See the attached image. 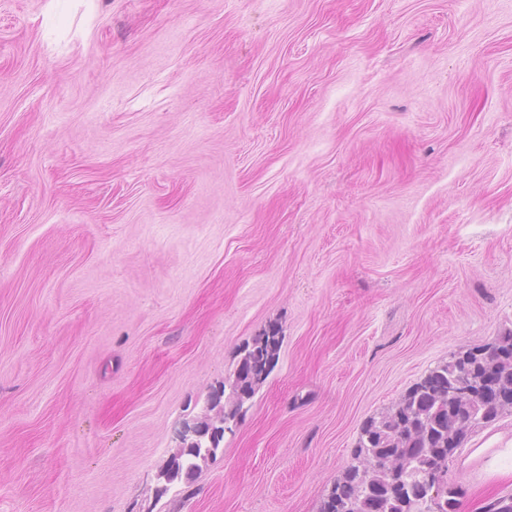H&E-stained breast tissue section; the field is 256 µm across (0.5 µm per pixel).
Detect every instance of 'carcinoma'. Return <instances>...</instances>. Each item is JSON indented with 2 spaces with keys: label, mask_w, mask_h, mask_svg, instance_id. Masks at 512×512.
<instances>
[{
  "label": "carcinoma",
  "mask_w": 512,
  "mask_h": 512,
  "mask_svg": "<svg viewBox=\"0 0 512 512\" xmlns=\"http://www.w3.org/2000/svg\"><path fill=\"white\" fill-rule=\"evenodd\" d=\"M279 339L271 332L255 340L240 360L232 396L237 405L253 393L267 373ZM465 382L464 392L448 397V383ZM512 410V336L438 364L416 383L397 406L363 426L343 476L336 480L321 512H422L433 490L422 479L423 465L439 466L445 490L438 512H458V490L448 485V462L467 434ZM185 464L170 478L191 477L206 458L200 450L182 452Z\"/></svg>",
  "instance_id": "cac0c4a2"
}]
</instances>
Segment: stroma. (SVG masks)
I'll return each mask as SVG.
<instances>
[{
    "label": "stroma",
    "instance_id": "stroma-1",
    "mask_svg": "<svg viewBox=\"0 0 512 512\" xmlns=\"http://www.w3.org/2000/svg\"><path fill=\"white\" fill-rule=\"evenodd\" d=\"M509 334L512 0H0V512H320L371 417ZM497 435L459 512L512 496ZM274 332L255 340L240 360L233 383L231 384L234 403L240 407L253 393V384L267 373L270 360L276 358L279 339ZM224 418L222 421H224ZM225 423L226 422L224 421V424ZM224 424L222 426H218L217 429L211 427L205 431L201 424L196 423L192 427H189L188 430H185L182 439L189 440L186 445L189 449L187 451H184L183 449L182 452L185 462L182 466L176 465V468L170 473L169 478L175 479L182 475L187 479L190 478L194 474L195 470L199 468L197 460L205 459L207 457V455H204L203 452L198 450V448H205V451L208 454H210L214 448H218L224 438ZM186 465H189L188 469L186 468Z\"/></svg>",
    "mask_w": 512,
    "mask_h": 512
}]
</instances>
